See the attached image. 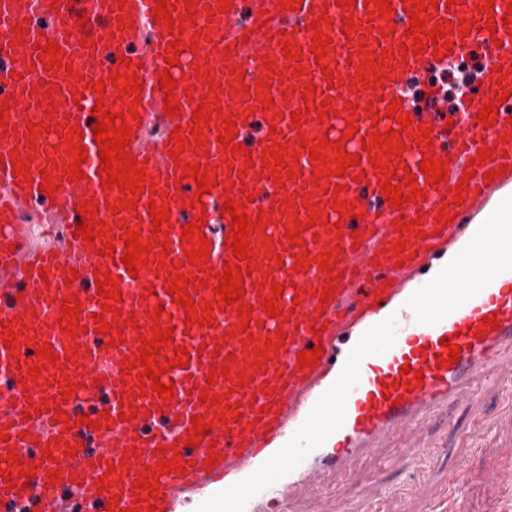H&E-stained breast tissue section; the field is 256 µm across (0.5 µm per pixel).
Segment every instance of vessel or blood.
<instances>
[{
    "label": "vessel or blood",
    "instance_id": "vessel-or-blood-1",
    "mask_svg": "<svg viewBox=\"0 0 512 512\" xmlns=\"http://www.w3.org/2000/svg\"><path fill=\"white\" fill-rule=\"evenodd\" d=\"M157 2L0 0V382L9 390L0 408V469L14 475L0 481V502L35 497L66 512L74 499L112 505V512H177L185 494L217 484L224 512H263L272 503L282 512H311L318 491L352 478L359 465H377L389 438L426 427L489 383L512 388V223L473 221L493 192L512 186V31L505 25L512 0H436L429 11L434 24L477 21L469 34H450L457 56L479 38L480 26L496 28L487 90L450 125L436 119V90H425L416 109L401 98L434 53L430 44L417 50L407 36L412 11L402 0H391L387 15L375 0H298L289 8L279 0L245 7L228 0L224 12L218 0H195L191 13L184 0H171L173 26L155 25L152 41L141 44ZM244 9L247 29L237 22ZM87 11L95 24L83 30L77 19ZM34 14L48 15L49 24L30 25ZM318 31L330 43L320 59L311 51ZM174 40L182 51L171 66L164 57ZM51 43L63 56L48 69L41 48ZM165 72L177 82L175 116L163 111ZM118 74L137 78L138 96L113 85ZM98 82L100 94L92 89ZM265 100V122L275 133L238 154L218 143L226 119L244 127ZM488 101L498 111L489 126L479 117ZM395 102L398 114L388 117ZM203 103L210 119L193 127ZM106 110L123 115L131 132L125 152L145 173L137 192L104 185L92 126ZM151 111L162 114V135L153 142L141 135ZM390 130L404 141L400 154L372 144L374 134ZM177 131L185 138L180 153ZM422 134L429 146L416 144ZM338 140L343 150L335 149ZM76 144L84 161L72 151ZM314 146L320 159L310 157ZM269 149L282 153L283 169L265 167ZM484 150L488 158L479 159ZM343 153L358 156V164L339 169ZM427 157L443 163L441 182H427ZM19 158L27 169L17 174ZM75 163L78 180L70 173ZM186 164L208 168L209 193L198 194L194 177H182ZM46 181L57 187L50 207L69 233L64 250L25 246L15 222ZM386 182L421 196L394 207L381 189ZM157 194L167 200L171 224L160 236L147 208ZM226 197L265 219L247 236L252 272L232 306L216 290L232 257L230 216L214 206ZM87 204L101 224L90 242L76 235ZM197 218L208 252L192 265L195 243L181 231ZM415 219L422 222L417 232ZM298 223L306 229L294 246L286 232ZM130 231L150 245L134 277L121 260ZM108 242L114 254H103ZM179 276L202 280L191 313L209 316V324H187L188 312L167 291ZM107 277L122 293L111 312L98 292ZM277 285L283 313L273 317L261 301ZM326 286L335 295L325 303ZM71 296L79 304L74 335L58 322ZM98 314L110 326L106 333L96 331ZM156 325L172 331L155 358L164 368L160 383L174 385L169 399L137 386L144 370L138 349ZM10 331L19 336L13 349L4 344ZM446 336L461 349L449 366L436 361ZM39 344L50 345L52 358L36 355ZM318 345L319 361L299 368V353ZM181 347L189 353L185 367L174 363ZM84 415L97 428L81 424ZM198 415L209 432L191 448ZM11 455L21 465H9ZM163 459L176 470L161 471ZM32 472L39 482L25 484ZM152 472L157 496L147 503L135 483Z\"/></svg>",
    "mask_w": 512,
    "mask_h": 512
}]
</instances>
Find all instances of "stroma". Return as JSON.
Returning <instances> with one entry per match:
<instances>
[{"label":"stroma","mask_w":512,"mask_h":512,"mask_svg":"<svg viewBox=\"0 0 512 512\" xmlns=\"http://www.w3.org/2000/svg\"><path fill=\"white\" fill-rule=\"evenodd\" d=\"M498 401L497 389H488L476 404L453 410L454 427L437 420L394 436L383 451L382 468L360 467L346 484L325 488L315 500L316 512H348L354 501L373 490L381 497V512H435L450 498L461 499L464 512H512V495L491 489L485 481L491 468L512 471V415L499 413ZM484 417L494 421L496 432L489 447L479 452L470 447L467 434ZM409 445L426 446L435 456L433 465L421 473L423 492L417 499L400 490L407 474L396 456Z\"/></svg>","instance_id":"stroma-1"}]
</instances>
